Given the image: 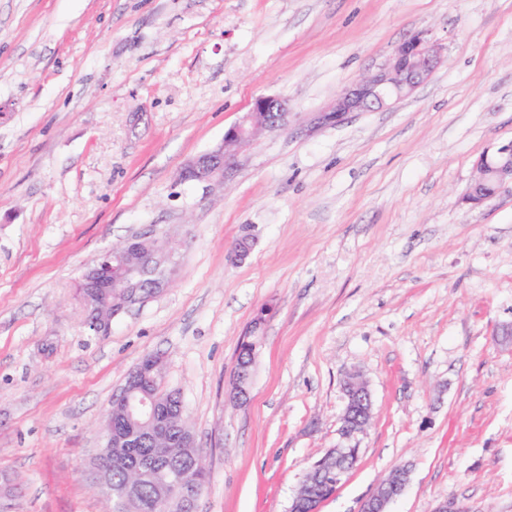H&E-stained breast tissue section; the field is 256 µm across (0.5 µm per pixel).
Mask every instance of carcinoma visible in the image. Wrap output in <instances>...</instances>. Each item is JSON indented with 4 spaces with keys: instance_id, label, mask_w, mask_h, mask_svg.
Returning a JSON list of instances; mask_svg holds the SVG:
<instances>
[{
    "instance_id": "carcinoma-1",
    "label": "carcinoma",
    "mask_w": 512,
    "mask_h": 512,
    "mask_svg": "<svg viewBox=\"0 0 512 512\" xmlns=\"http://www.w3.org/2000/svg\"><path fill=\"white\" fill-rule=\"evenodd\" d=\"M141 391L153 395L163 405L181 402L178 390L163 388V367L153 369ZM103 425L112 428L115 442L105 449L102 458L112 483V491H129L131 496L113 512H172L173 502L166 486L167 478L179 476L189 489L202 495L207 489L210 473L206 466L196 464L205 450L184 448L181 440L194 435L186 414L169 422V437L152 435L144 420L132 418L117 404H112L105 413ZM336 469L315 481L299 487L295 494L299 512H309L311 497L327 498L328 483Z\"/></svg>"
}]
</instances>
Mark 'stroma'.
<instances>
[{
    "label": "stroma",
    "instance_id": "obj_1",
    "mask_svg": "<svg viewBox=\"0 0 512 512\" xmlns=\"http://www.w3.org/2000/svg\"><path fill=\"white\" fill-rule=\"evenodd\" d=\"M420 31L445 58L427 82L313 123ZM261 95L286 127L223 189L179 182ZM509 144L512 0H0V475L20 486L0 512H109L100 424L147 354L207 452L200 512H288L346 447L319 512H358L399 467L389 512H512V188L465 201ZM155 232L179 245L170 286L92 333L82 271ZM351 372L373 418L346 440Z\"/></svg>",
    "mask_w": 512,
    "mask_h": 512
}]
</instances>
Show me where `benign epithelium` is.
Returning <instances> with one entry per match:
<instances>
[{
  "instance_id": "7a95c632",
  "label": "benign epithelium",
  "mask_w": 512,
  "mask_h": 512,
  "mask_svg": "<svg viewBox=\"0 0 512 512\" xmlns=\"http://www.w3.org/2000/svg\"><path fill=\"white\" fill-rule=\"evenodd\" d=\"M443 63L441 48L428 38L425 31L418 32L393 53L389 63L360 81L343 88L334 105L316 117V123L341 120L350 112H373L383 109L394 100L412 93L428 80ZM288 117L287 101L276 95H263L254 99L249 110L224 132L222 143L189 160L179 172V181L191 182L206 193L224 185L238 168L241 149L263 129L283 126ZM478 176L471 184L466 199L480 203L495 195L504 185H512V144L498 148L491 155L482 156L477 163ZM145 237L134 236L120 251L107 250L95 265L87 267L78 280V292L87 319L99 334L112 327V320L132 307L131 301L140 295L142 280L150 268L161 270V281L168 285L174 272L177 248L165 244L162 256L149 251ZM122 288L130 302L110 306L112 289ZM112 307L108 314L103 309ZM253 367L246 369L234 365L235 394L239 400L248 396ZM346 405L341 417L340 434L348 439L364 433L352 425V416L364 415L373 408L367 384L344 385ZM117 404L128 412L144 418L154 430H165V419L158 401L148 395L138 397L129 386H123L114 396ZM409 481V470L394 469L375 491L360 505L358 512H388L389 505L403 492Z\"/></svg>"
}]
</instances>
